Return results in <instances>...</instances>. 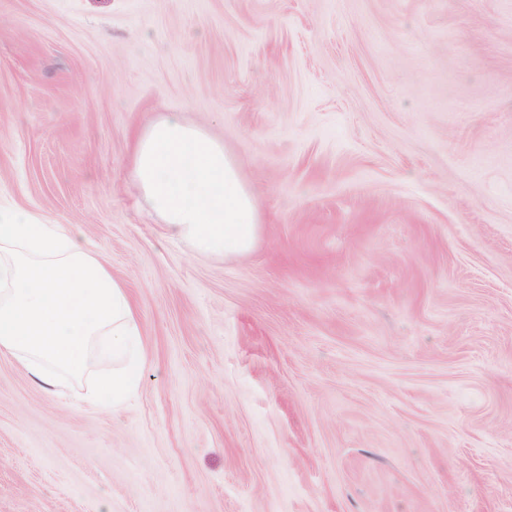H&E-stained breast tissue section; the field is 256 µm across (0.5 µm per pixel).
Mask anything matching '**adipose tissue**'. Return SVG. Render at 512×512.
<instances>
[{"mask_svg":"<svg viewBox=\"0 0 512 512\" xmlns=\"http://www.w3.org/2000/svg\"><path fill=\"white\" fill-rule=\"evenodd\" d=\"M135 183L169 236L197 252L237 257L261 230L253 191L223 144L167 115L141 133ZM0 354L20 362L46 388L78 379L111 358L89 401L121 403L144 364L137 313L124 285L59 224L0 208Z\"/></svg>","mask_w":512,"mask_h":512,"instance_id":"ef3b65f1","label":"adipose tissue"}]
</instances>
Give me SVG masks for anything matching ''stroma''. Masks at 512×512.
<instances>
[{"label":"stroma","instance_id":"1","mask_svg":"<svg viewBox=\"0 0 512 512\" xmlns=\"http://www.w3.org/2000/svg\"><path fill=\"white\" fill-rule=\"evenodd\" d=\"M177 115L253 250L166 235ZM0 206L78 229L145 363L117 408L0 356V512H512V0H0ZM132 173L171 238L225 259L252 249L261 230L254 193L224 145L201 130L160 118L137 137Z\"/></svg>","mask_w":512,"mask_h":512}]
</instances>
